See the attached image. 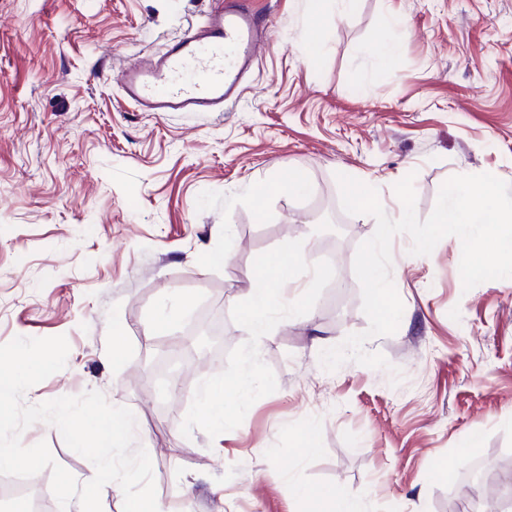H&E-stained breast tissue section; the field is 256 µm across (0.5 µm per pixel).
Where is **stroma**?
<instances>
[{
    "mask_svg": "<svg viewBox=\"0 0 512 512\" xmlns=\"http://www.w3.org/2000/svg\"><path fill=\"white\" fill-rule=\"evenodd\" d=\"M248 4L271 36L242 96L220 112L158 114L123 99L117 70L164 52L212 0H0V345L69 344L25 403L96 390L130 408L162 512H300L295 487L328 485L365 512H459L465 460L483 466L485 489L512 495V278L464 289L457 237L427 256L393 238L403 315L365 344L388 368L319 361L369 327L354 259L376 222L343 212L337 174L374 187L392 219L409 174L422 220L452 176L512 184V0H358L348 15L330 0ZM391 13L407 24L381 68L370 50ZM312 40L324 45L314 66ZM291 172L306 194L275 189ZM292 240L308 263L338 265L308 314L259 342L276 391L223 435L183 436L197 384L249 337L233 295L258 255ZM176 296L192 304L174 334L147 335ZM204 309L223 318L222 357L197 362L180 390L162 376L145 388L156 342L177 346ZM41 441L78 482L93 478L56 427L21 434Z\"/></svg>",
    "mask_w": 512,
    "mask_h": 512,
    "instance_id": "obj_1",
    "label": "stroma"
}]
</instances>
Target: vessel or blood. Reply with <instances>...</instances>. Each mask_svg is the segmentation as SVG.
I'll return each mask as SVG.
<instances>
[{
	"label": "vessel or blood",
	"instance_id": "b4317fda",
	"mask_svg": "<svg viewBox=\"0 0 512 512\" xmlns=\"http://www.w3.org/2000/svg\"><path fill=\"white\" fill-rule=\"evenodd\" d=\"M270 29L269 19L243 0H221L162 55L122 67L117 83L126 101L143 112L223 111L239 97Z\"/></svg>",
	"mask_w": 512,
	"mask_h": 512
}]
</instances>
